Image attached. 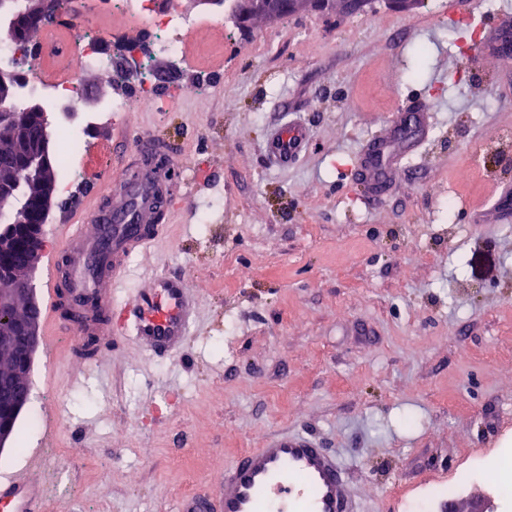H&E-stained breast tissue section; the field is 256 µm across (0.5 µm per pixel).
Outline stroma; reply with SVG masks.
<instances>
[{"label": "stroma", "instance_id": "35a3bbf8", "mask_svg": "<svg viewBox=\"0 0 512 512\" xmlns=\"http://www.w3.org/2000/svg\"><path fill=\"white\" fill-rule=\"evenodd\" d=\"M449 2L306 9L245 36L228 17L204 35L223 58L155 56L177 102L163 91L75 123L87 158L76 180L56 177L44 253L94 173L123 176L118 135L175 141L182 199L116 299L176 273L197 321L176 357L128 337L95 361L43 324L54 345L39 347L31 386L58 432L18 425L1 477L36 450L44 512H177L240 452L306 433L335 452L357 512L424 498L439 512V488L512 448V64L490 50L507 15L504 0H471L454 20ZM417 100L436 108L427 136L370 199L356 152ZM292 124L306 150L269 165L268 140Z\"/></svg>", "mask_w": 512, "mask_h": 512}]
</instances>
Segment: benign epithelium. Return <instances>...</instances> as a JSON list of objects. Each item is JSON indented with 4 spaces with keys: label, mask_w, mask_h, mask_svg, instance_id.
<instances>
[{
    "label": "benign epithelium",
    "mask_w": 512,
    "mask_h": 512,
    "mask_svg": "<svg viewBox=\"0 0 512 512\" xmlns=\"http://www.w3.org/2000/svg\"><path fill=\"white\" fill-rule=\"evenodd\" d=\"M365 0H288V10L299 11L309 3L318 9L336 4L339 11L352 12ZM283 0H238L240 15L249 20L258 17L272 18L281 14ZM10 137L15 154L26 164L27 176L17 180L0 179V200H14L25 194L32 201L36 223L26 224L24 210L17 219L0 224V255L13 252L18 238L39 236L57 201L56 184L52 176L53 146L50 123L44 122L39 137L32 138L24 125L10 122ZM42 257V245L31 248L25 264L17 268L0 264V353L13 362L8 374L0 375V448L7 447L13 439V427L26 409L31 396L29 376L33 358L41 339L40 301L36 295L31 275Z\"/></svg>",
    "instance_id": "benign-epithelium-1"
}]
</instances>
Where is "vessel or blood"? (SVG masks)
Returning <instances> with one entry per match:
<instances>
[{"mask_svg": "<svg viewBox=\"0 0 512 512\" xmlns=\"http://www.w3.org/2000/svg\"><path fill=\"white\" fill-rule=\"evenodd\" d=\"M431 108L421 103L411 114L396 113L380 136L364 150L356 169L358 180L379 193L404 156L416 144L402 126L412 119L426 128ZM307 131L292 125L278 131L267 147L272 163L294 160L307 143ZM136 175L112 193L101 207L100 188H93L84 205L59 225L61 257L49 290L47 317L65 305L66 330L75 345L94 340L111 346L112 290L125 278L131 258L163 232L159 219L172 208V183L159 176L155 158L173 161L165 140L140 133L133 142ZM196 302L186 280L159 275L123 307L124 333L157 356L177 353L185 344L195 317ZM44 488L39 476L21 470L0 481V512H43ZM178 512H356L345 490V473L334 452L309 436L286 434L260 448L241 453L221 477L217 495L190 493Z\"/></svg>", "mask_w": 512, "mask_h": 512, "instance_id": "obj_1", "label": "vessel or blood"}]
</instances>
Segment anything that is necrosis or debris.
Instances as JSON below:
<instances>
[{"mask_svg":"<svg viewBox=\"0 0 512 512\" xmlns=\"http://www.w3.org/2000/svg\"><path fill=\"white\" fill-rule=\"evenodd\" d=\"M89 21L75 31L73 41L76 52L61 65L62 74L52 82L34 77V68L43 63V53L28 57L18 71L38 91L63 104L70 111L84 113L91 94L83 83L84 72L106 66L110 61L109 50L100 26L102 19L114 17L124 20L139 31L143 52L139 67L131 80L132 93L113 99L110 109L114 112H137L154 100L159 86L166 77L150 66V57L160 53L172 60H181L188 39L197 37L201 30L223 24L220 14L192 15L180 10L177 0H86ZM478 476L492 485L503 502H512V448L503 449L494 463L480 465L476 472H462L455 483L447 488L455 494L471 476Z\"/></svg>","mask_w":512,"mask_h":512,"instance_id":"necrosis-or-debris-1","label":"necrosis or debris"}]
</instances>
